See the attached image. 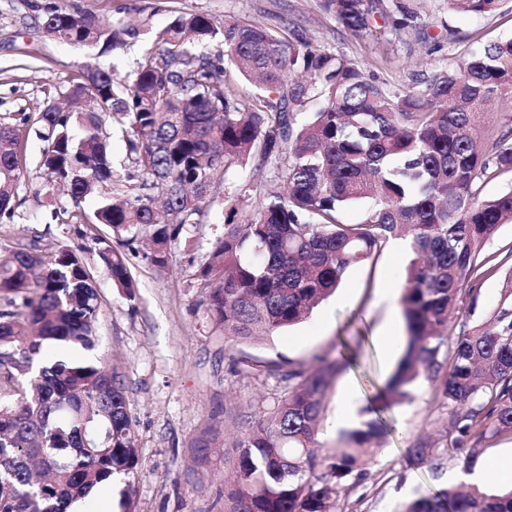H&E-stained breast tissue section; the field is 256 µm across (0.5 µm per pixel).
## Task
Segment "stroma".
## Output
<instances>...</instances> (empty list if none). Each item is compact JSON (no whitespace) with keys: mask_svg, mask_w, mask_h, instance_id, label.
Returning <instances> with one entry per match:
<instances>
[{"mask_svg":"<svg viewBox=\"0 0 512 512\" xmlns=\"http://www.w3.org/2000/svg\"><path fill=\"white\" fill-rule=\"evenodd\" d=\"M418 12L415 28L392 32L384 22L355 36L322 7V0H62L77 8L131 22L143 34L130 46L133 59L151 46L157 32L177 11L204 13L216 20L248 18L274 30L296 29L314 49H327L354 63L388 88L402 90L434 71L456 66L484 43L512 35V0H501L490 14L457 13L446 0H403ZM124 12L115 13L116 4ZM83 48L44 37L30 0H0V119L20 129L21 179L13 221L0 224V256L18 243L37 239L47 248L81 244L80 227L53 220L60 191L49 190L39 169L45 147L36 121L45 101H63L81 68ZM251 168L229 171L224 190L208 198L196 224L185 225L170 244L165 267L153 264L145 244L127 257L136 285L134 299L119 291L96 252H83L101 297L99 334L124 384L135 430L138 474L119 476L77 504V512H99L109 496L112 512H122L131 495L135 512H224V488L235 444L288 389V370L313 371L353 350L361 364L335 376L322 402L316 444L322 453L342 447L336 425L344 385H353L356 422L369 421L367 398L395 371L399 358L379 342L384 328L405 336L399 300L409 248L388 241L372 261L352 267L340 288L303 323L252 343H235L216 327L198 286L200 272L224 233L229 206L251 214L261 200ZM392 429L384 449L363 481H348L338 512H397L405 494L433 497L449 486L458 467L418 460L412 448L439 440L448 421L428 379H420L411 400L388 414ZM209 435L208 451L197 448Z\"/></svg>","mask_w":512,"mask_h":512,"instance_id":"obj_1","label":"stroma"}]
</instances>
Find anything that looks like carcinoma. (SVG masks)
Wrapping results in <instances>:
<instances>
[{"label": "carcinoma", "instance_id": "1", "mask_svg": "<svg viewBox=\"0 0 512 512\" xmlns=\"http://www.w3.org/2000/svg\"><path fill=\"white\" fill-rule=\"evenodd\" d=\"M499 0H448L459 13H489ZM347 31L359 35L383 19L395 31L416 12L399 0H322ZM45 36L99 54L133 44L140 29L47 0L32 3ZM224 46V56L207 48ZM233 68L255 88L247 105L224 78ZM114 63L79 73L69 97L80 116L46 102L37 123L46 142V182L64 184L72 208L62 224H104L92 241L115 285L134 300L126 254L148 237L151 260L164 266L168 245L199 223L202 190L260 156L253 177L263 197L253 214L224 217L199 287L215 325L233 342H257L293 327L336 291L349 268L370 261L385 243L409 238L418 260L406 270L400 306L406 340L386 386V406L411 396L421 372L448 407V457L471 471L484 447L512 433V270L490 317L472 319L481 273L477 259L512 221V187L491 200L478 182L512 173V126L482 130L478 115L512 100V37L486 44L451 70L405 91H391L366 70L249 20L219 22L178 12L131 70ZM319 95L322 107L297 115ZM125 140L126 173L112 167L105 126ZM287 169L286 183L262 166ZM20 180L14 128L0 123V221L15 214ZM112 196L93 214L80 203L94 187ZM367 204L357 224L344 208ZM470 298L462 310L463 297ZM99 294L80 249L43 250L32 239L0 259V512H71L115 475L137 474L134 431L118 373L92 356L99 342ZM338 359L307 374L288 373V392L240 439L224 497L230 512H333L346 480L367 475L381 448L376 419L345 434L333 458L315 447L322 399ZM446 507L408 498L398 512H512V489L478 485L443 492Z\"/></svg>", "mask_w": 512, "mask_h": 512}]
</instances>
